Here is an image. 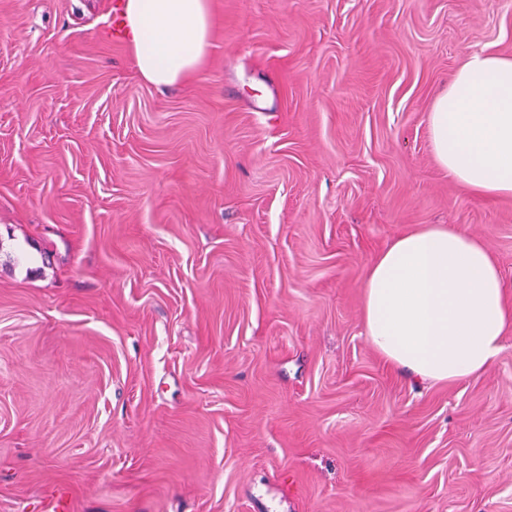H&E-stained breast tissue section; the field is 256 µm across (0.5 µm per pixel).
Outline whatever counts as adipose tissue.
Here are the masks:
<instances>
[{"label":"adipose tissue","mask_w":512,"mask_h":512,"mask_svg":"<svg viewBox=\"0 0 512 512\" xmlns=\"http://www.w3.org/2000/svg\"><path fill=\"white\" fill-rule=\"evenodd\" d=\"M137 73L157 85L195 76L209 55L211 0H125ZM438 166L467 192L512 197V58L473 54L429 114ZM365 334L389 365L422 381L487 369L512 333V301L482 239L424 225L396 236L363 284Z\"/></svg>","instance_id":"1"}]
</instances>
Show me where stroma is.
<instances>
[{
	"label": "stroma",
	"instance_id": "35a3bbf8",
	"mask_svg": "<svg viewBox=\"0 0 512 512\" xmlns=\"http://www.w3.org/2000/svg\"><path fill=\"white\" fill-rule=\"evenodd\" d=\"M112 2L0 0V512H512V334L420 384L361 318L424 224L512 292V197L428 132L512 0H212L168 88Z\"/></svg>",
	"mask_w": 512,
	"mask_h": 512
}]
</instances>
